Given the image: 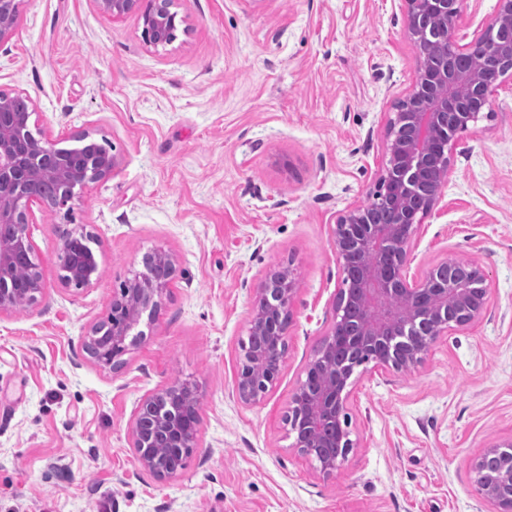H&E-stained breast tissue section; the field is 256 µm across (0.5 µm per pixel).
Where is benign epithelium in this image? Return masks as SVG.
<instances>
[{
    "mask_svg": "<svg viewBox=\"0 0 512 512\" xmlns=\"http://www.w3.org/2000/svg\"><path fill=\"white\" fill-rule=\"evenodd\" d=\"M21 0H0V44L19 20ZM405 25L423 61L410 90L387 120L376 201L352 204L340 212L331 231L336 259L348 288L340 289L335 318L307 367L306 381L295 394L285 424L292 447L318 463L320 473H337L355 447L347 412L355 370L411 372L426 359L440 336L481 318L488 309L486 278L475 259L449 256L410 282L405 275L423 219L448 184L453 163L452 137L468 129L493 91L512 79V0H497L494 13L466 44L452 31L461 0H404ZM97 8L121 19L130 13L143 21L142 37L154 49L172 44L187 17L176 0H95ZM443 18L447 33L427 23ZM478 43L493 44L496 54L483 69L455 65ZM35 108L24 92H0V314L36 305L44 294L41 271L26 279L15 270L35 253L30 226L34 210L69 217L91 185L106 178L116 159L97 151L88 132L74 133L69 148L52 134L31 125ZM97 235L85 225L65 229L57 252L59 278L66 286L88 288L97 273ZM177 274V261L162 250L141 258V269L125 280L111 304L112 322L90 326L84 350L102 370L115 371L142 334L134 333L144 314L162 306ZM297 293L291 270H270L255 291L249 336L243 342L236 385L244 404L259 400L277 379L287 348L288 320ZM201 397L191 381H177L142 399L131 423V445L140 468L159 480L177 476L172 458L198 447ZM487 466L475 483L492 512H512V439L496 442L472 461Z\"/></svg>",
    "mask_w": 512,
    "mask_h": 512,
    "instance_id": "1",
    "label": "benign epithelium"
}]
</instances>
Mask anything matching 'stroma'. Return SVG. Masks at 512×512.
Segmentation results:
<instances>
[{"label": "stroma", "mask_w": 512, "mask_h": 512, "mask_svg": "<svg viewBox=\"0 0 512 512\" xmlns=\"http://www.w3.org/2000/svg\"><path fill=\"white\" fill-rule=\"evenodd\" d=\"M190 30L145 45L142 22L94 0H23L0 45V90L27 93L39 125L88 130L117 165L75 206L32 227L45 295L0 316V512H489L472 460L512 438V83L457 134L444 195L408 274L477 260L486 315L449 332L414 372H365L352 388L355 443L326 478L284 418L332 325L342 275L331 228L370 203L386 124L420 60L403 0H178ZM89 225L98 279L61 283L60 232ZM178 272L116 372L83 341L144 253ZM297 284L282 370L253 404L235 394L264 274ZM202 399L199 445L179 474L134 460L130 426L176 381Z\"/></svg>", "instance_id": "35a3bbf8"}]
</instances>
